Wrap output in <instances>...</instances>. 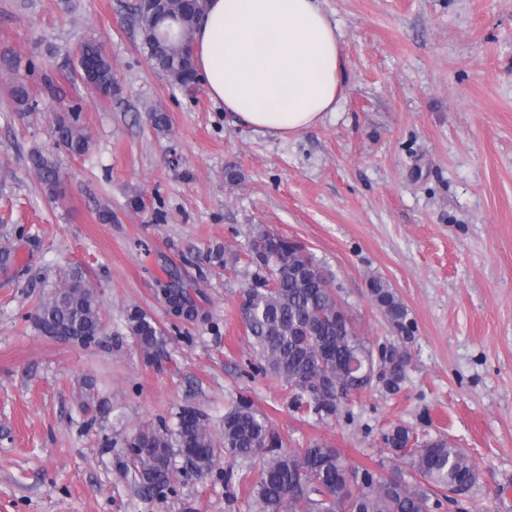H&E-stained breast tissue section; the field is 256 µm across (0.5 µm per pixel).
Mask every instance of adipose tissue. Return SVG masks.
<instances>
[{"label": "adipose tissue", "instance_id": "1", "mask_svg": "<svg viewBox=\"0 0 512 512\" xmlns=\"http://www.w3.org/2000/svg\"><path fill=\"white\" fill-rule=\"evenodd\" d=\"M339 37L321 0H207L193 32L195 66L225 111L285 139L335 111Z\"/></svg>", "mask_w": 512, "mask_h": 512}]
</instances>
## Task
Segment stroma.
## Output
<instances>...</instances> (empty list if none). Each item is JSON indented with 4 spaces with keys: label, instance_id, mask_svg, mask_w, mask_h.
I'll list each match as a JSON object with an SVG mask.
<instances>
[{
    "label": "stroma",
    "instance_id": "stroma-1",
    "mask_svg": "<svg viewBox=\"0 0 512 512\" xmlns=\"http://www.w3.org/2000/svg\"><path fill=\"white\" fill-rule=\"evenodd\" d=\"M127 2L73 0L66 13L60 0H0V55L21 61L0 63V236L26 267L0 272V512H251L255 461L223 457L199 474L177 459L172 491L149 499L122 454L126 437L175 426L185 407L220 431L240 396L290 447L320 441L360 468L392 467L384 437L394 426L445 437L478 475L463 512H512V0H322L346 78L336 111L287 139L241 125L207 91L171 87ZM88 39L111 59L116 95L101 96L75 68ZM31 61L58 81L59 97L41 94ZM19 79L35 91V111H15L7 90ZM74 107L90 137L83 157L53 137L56 115ZM155 110L168 128L152 126ZM35 149L60 167L61 198L36 179ZM137 194L145 207L135 211L127 202ZM260 230L306 247L372 343L397 332L368 280L399 295L411 366L398 392L371 386L323 421L294 411L276 375L251 369L239 305ZM219 245L222 269L206 258ZM75 266L105 312L90 350L33 322ZM169 268L200 307L196 321L159 300ZM133 307L162 328V364L130 336ZM86 378L112 404L106 418L82 411Z\"/></svg>",
    "mask_w": 512,
    "mask_h": 512
}]
</instances>
